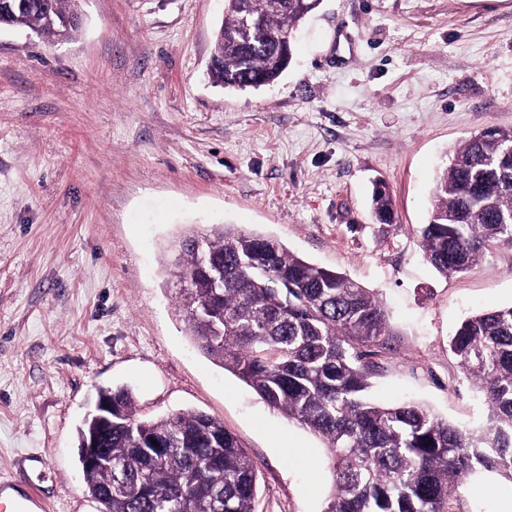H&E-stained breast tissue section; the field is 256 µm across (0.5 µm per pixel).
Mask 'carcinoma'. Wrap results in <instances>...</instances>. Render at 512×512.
Instances as JSON below:
<instances>
[{
  "label": "carcinoma",
  "instance_id": "obj_1",
  "mask_svg": "<svg viewBox=\"0 0 512 512\" xmlns=\"http://www.w3.org/2000/svg\"><path fill=\"white\" fill-rule=\"evenodd\" d=\"M323 0H224L208 71L225 89L274 84L292 60L299 24ZM4 26L55 38L59 17H80L77 0H12ZM254 34L240 35L242 18ZM377 223L392 220L384 185L372 196ZM512 129L490 126L450 152L420 234L425 259L462 273L487 250L512 246ZM205 256L189 233L181 245L186 288L179 311L193 342L270 407L318 436L328 451L331 491L322 512H452L451 492L481 471L512 483V306L470 316L449 348L483 394L488 423L455 425L416 403L382 405L367 394L374 349L389 335L375 293L318 267L271 236L229 225L206 230ZM112 404L102 446L112 467L83 471L99 512H256L258 472L216 418L198 411L137 417L125 388Z\"/></svg>",
  "mask_w": 512,
  "mask_h": 512
}]
</instances>
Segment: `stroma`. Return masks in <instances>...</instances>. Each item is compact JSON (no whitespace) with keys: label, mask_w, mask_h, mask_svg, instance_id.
<instances>
[{"label":"stroma","mask_w":512,"mask_h":512,"mask_svg":"<svg viewBox=\"0 0 512 512\" xmlns=\"http://www.w3.org/2000/svg\"><path fill=\"white\" fill-rule=\"evenodd\" d=\"M62 43L0 31V480L45 512H98L77 429L101 387L138 417L203 411L258 465L257 512H322L324 444L194 346L169 267L191 230L274 237L389 314L370 394L477 429L449 341L512 306V247L444 277L420 227L455 146L512 128V0H323L279 81L212 84L224 0H80ZM383 180L393 221L373 223ZM490 472L453 512H504Z\"/></svg>","instance_id":"stroma-1"}]
</instances>
